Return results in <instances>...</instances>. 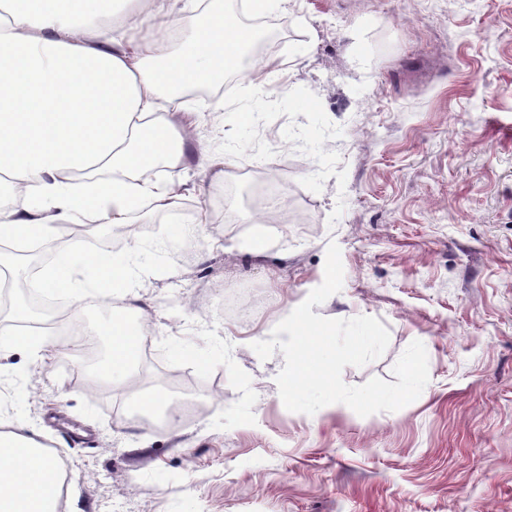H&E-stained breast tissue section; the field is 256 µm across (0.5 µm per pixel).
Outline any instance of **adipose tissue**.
Wrapping results in <instances>:
<instances>
[{
	"instance_id": "adipose-tissue-1",
	"label": "adipose tissue",
	"mask_w": 512,
	"mask_h": 512,
	"mask_svg": "<svg viewBox=\"0 0 512 512\" xmlns=\"http://www.w3.org/2000/svg\"><path fill=\"white\" fill-rule=\"evenodd\" d=\"M178 2L151 0L140 24L159 36L141 45L94 19L74 25L61 0H29L28 7L0 15V192L24 190L20 206L0 207L1 237L32 229L49 237L58 225L89 214L102 224H128L137 199L175 208L159 183L130 174L157 158L177 165L182 142L168 133L161 155L143 130L162 128L154 113L164 103L179 107L176 87L223 73L246 39L218 11L186 15ZM186 27L208 45H177L175 35ZM104 169L112 172L105 191ZM62 252L69 274L48 271L40 286L66 291L79 304L101 298L116 311L128 310L131 288L150 274L136 243L112 262L126 284L121 292L100 287L81 241L66 240ZM62 483L59 466L34 440L0 433V485L13 488L0 496V512H58Z\"/></svg>"
}]
</instances>
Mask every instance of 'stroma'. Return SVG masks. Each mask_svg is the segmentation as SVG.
Returning <instances> with one entry per match:
<instances>
[{
	"label": "stroma",
	"mask_w": 512,
	"mask_h": 512,
	"mask_svg": "<svg viewBox=\"0 0 512 512\" xmlns=\"http://www.w3.org/2000/svg\"><path fill=\"white\" fill-rule=\"evenodd\" d=\"M268 17L283 33L250 82L163 115L183 156L155 178L178 182L188 221L59 229L93 257L140 243L137 372L93 379L59 335L44 364L14 350L0 427L61 464L59 512H512V0H289ZM204 150L221 163L201 170ZM246 158L255 172L233 175ZM269 176L283 194L255 211L243 192ZM332 241L343 287L313 313L390 334L344 382L392 380L426 347L429 382L398 411L290 412L282 352L252 349L322 283ZM244 299L267 306L244 321ZM160 396L193 414L142 419Z\"/></svg>",
	"instance_id": "obj_1"
}]
</instances>
